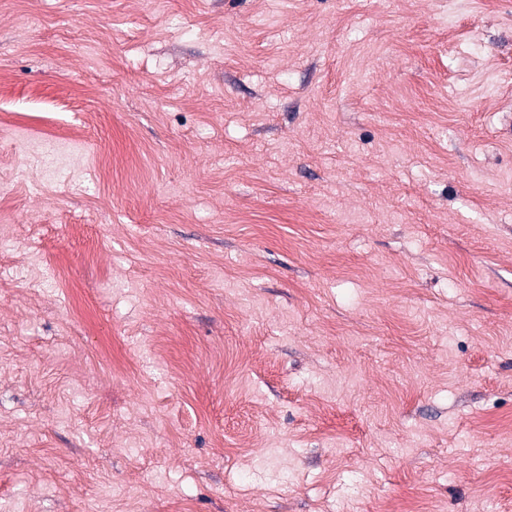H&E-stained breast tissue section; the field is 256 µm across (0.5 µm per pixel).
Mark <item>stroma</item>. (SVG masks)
<instances>
[{
    "mask_svg": "<svg viewBox=\"0 0 512 512\" xmlns=\"http://www.w3.org/2000/svg\"><path fill=\"white\" fill-rule=\"evenodd\" d=\"M0 512H512V0H0Z\"/></svg>",
    "mask_w": 512,
    "mask_h": 512,
    "instance_id": "obj_1",
    "label": "stroma"
}]
</instances>
